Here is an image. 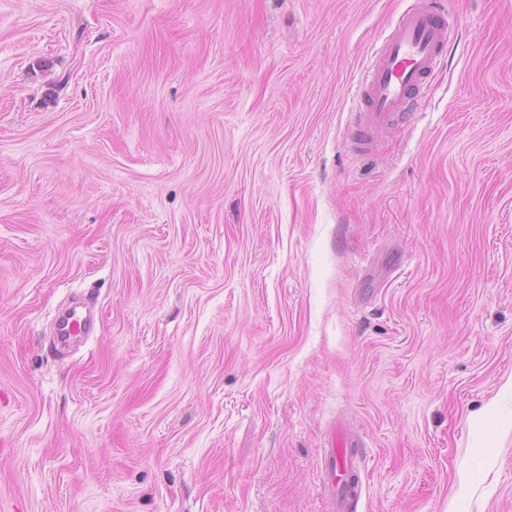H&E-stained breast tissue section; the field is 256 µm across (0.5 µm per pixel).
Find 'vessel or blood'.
<instances>
[{
  "instance_id": "vessel-or-blood-1",
  "label": "vessel or blood",
  "mask_w": 512,
  "mask_h": 512,
  "mask_svg": "<svg viewBox=\"0 0 512 512\" xmlns=\"http://www.w3.org/2000/svg\"><path fill=\"white\" fill-rule=\"evenodd\" d=\"M440 0H415L391 26L375 51L352 112L366 140H379L392 121L410 120L414 100L450 41ZM363 451L358 436L334 429L320 450L327 512H352L361 496L358 477Z\"/></svg>"
}]
</instances>
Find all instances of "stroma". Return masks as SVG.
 I'll list each match as a JSON object with an SVG mask.
<instances>
[{"mask_svg": "<svg viewBox=\"0 0 512 512\" xmlns=\"http://www.w3.org/2000/svg\"><path fill=\"white\" fill-rule=\"evenodd\" d=\"M411 2L0 0V512H512V0L359 151ZM360 445L358 436L335 428L320 450L322 495L328 512H351L352 504L361 496L359 483L350 484L351 478L359 480L363 460Z\"/></svg>", "mask_w": 512, "mask_h": 512, "instance_id": "stroma-1", "label": "stroma"}]
</instances>
